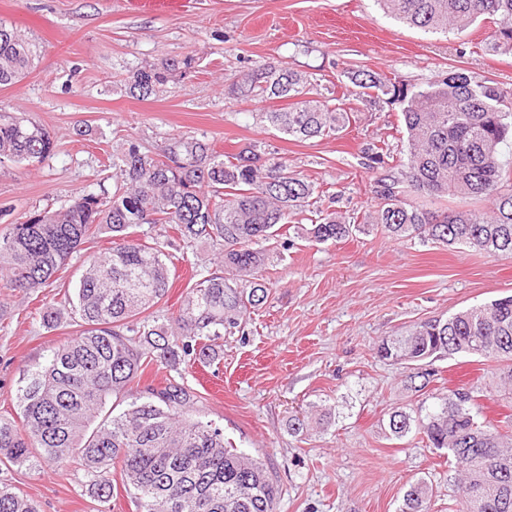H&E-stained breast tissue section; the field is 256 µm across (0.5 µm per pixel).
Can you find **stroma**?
<instances>
[{
  "mask_svg": "<svg viewBox=\"0 0 512 512\" xmlns=\"http://www.w3.org/2000/svg\"><path fill=\"white\" fill-rule=\"evenodd\" d=\"M0 22L38 45L34 66L0 88V105L24 112L56 140L36 165H0V227L35 210H56L98 187H111L113 147L153 153L181 136L231 155L255 141L284 157L291 170L330 191L320 208L349 217L371 203L377 179L391 171L373 147L406 152L402 107L347 100L354 111L338 136L296 141L264 126L273 100L235 98L229 87L255 65L273 62L309 75L314 96L345 98L349 69L421 85L461 68L473 81L512 90V54L487 52L490 24L462 35H432L386 16L376 0H0ZM191 58L146 99L128 83L141 66ZM262 273L267 298L249 309L240 330L225 335L214 361L191 369L152 366L140 387L176 380L196 390L195 417L222 429L235 448L266 461L279 485L278 512H397L418 478L433 487L430 512H448L458 490L455 463L412 432L397 439L390 413L420 415L451 390L472 392L483 419L512 420V393L502 367L455 354L431 365L425 389L409 390L413 365L379 359L376 346L413 323L512 296V258L449 249L382 231L314 244L288 232ZM158 240L171 260V287L160 303L178 310L194 273L214 270L216 251L174 232ZM111 237L83 244L51 286L20 296L0 288V416L18 418V389L29 369L76 326L49 329L37 310L60 305L86 260ZM330 414L328 426L296 433L292 416ZM40 512H135L122 483L104 503L91 496L75 465L0 466Z\"/></svg>",
  "mask_w": 512,
  "mask_h": 512,
  "instance_id": "stroma-1",
  "label": "stroma"
}]
</instances>
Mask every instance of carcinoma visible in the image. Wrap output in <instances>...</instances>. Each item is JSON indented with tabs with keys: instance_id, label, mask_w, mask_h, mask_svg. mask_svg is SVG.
<instances>
[{
	"instance_id": "1",
	"label": "carcinoma",
	"mask_w": 512,
	"mask_h": 512,
	"mask_svg": "<svg viewBox=\"0 0 512 512\" xmlns=\"http://www.w3.org/2000/svg\"><path fill=\"white\" fill-rule=\"evenodd\" d=\"M384 13L427 34L463 33L477 20L493 29L496 53H512V0H377ZM37 58L34 43L0 22V88L19 81ZM192 59H169L136 72L129 93L145 99ZM349 95L384 97L402 105L407 139L392 174L377 180L374 204L348 221L310 209L316 186L290 170L277 152L256 142L232 155L203 140L163 142L152 155L130 144L112 150L113 189L88 191L55 211H34L0 230V280L25 293L51 285L80 245L103 233L120 243L84 265L71 319L79 330L28 372L19 389L21 420L0 416V462L14 466L75 463L91 493L112 497L120 476L137 512H277L279 486L266 462L225 443L223 432L187 415L196 396L168 382L147 388L117 415L101 416L109 398L127 397L151 364L174 368L215 355L217 340L239 329L266 287L258 274L268 242L287 224L308 240L348 238L363 225L396 239L464 247L512 257V169L503 147L512 142V91L474 82L461 68L423 86L354 71ZM311 82L283 64H262L231 88L239 97L288 100L260 121L305 141L334 136L350 125L351 109L309 97ZM55 141L24 114L0 108V163L32 165L49 158ZM418 196L480 197L482 212L433 211ZM313 213L312 223L307 213ZM168 225L189 243L218 248L220 268L197 280L176 316L150 317L170 288L166 255L151 230ZM44 326L65 312L46 306ZM506 363L512 384V296L423 321L405 336L379 344L383 359L422 362L455 353ZM395 438L417 431L447 450L458 468L459 497L448 512H512V424L481 420L467 392L453 391L415 419L389 418ZM432 489L419 479L399 512H429ZM0 512H38L0 483Z\"/></svg>"
}]
</instances>
